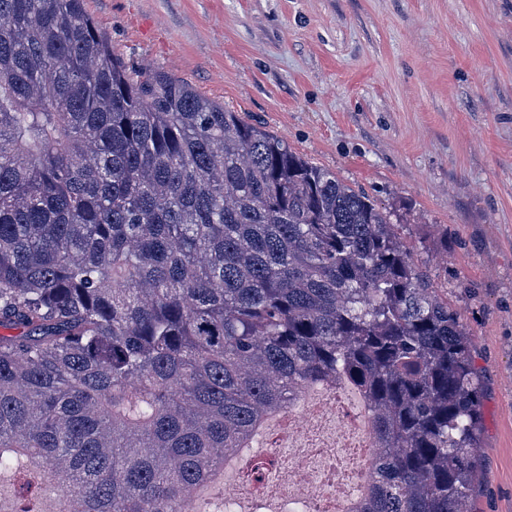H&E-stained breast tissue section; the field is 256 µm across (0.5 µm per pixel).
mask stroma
Masks as SVG:
<instances>
[{
    "label": "stroma",
    "mask_w": 512,
    "mask_h": 512,
    "mask_svg": "<svg viewBox=\"0 0 512 512\" xmlns=\"http://www.w3.org/2000/svg\"><path fill=\"white\" fill-rule=\"evenodd\" d=\"M189 81L391 212L469 334L468 512H512V0H88Z\"/></svg>",
    "instance_id": "1"
}]
</instances>
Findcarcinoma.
<instances>
[{
    "label": "carcinoma",
    "mask_w": 512,
    "mask_h": 512,
    "mask_svg": "<svg viewBox=\"0 0 512 512\" xmlns=\"http://www.w3.org/2000/svg\"><path fill=\"white\" fill-rule=\"evenodd\" d=\"M336 380L379 460L356 512H463L480 382L390 213L87 0H0V512H186Z\"/></svg>",
    "instance_id": "carcinoma-1"
}]
</instances>
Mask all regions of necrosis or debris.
Here are the masks:
<instances>
[{
  "instance_id": "necrosis-or-debris-1",
  "label": "necrosis or debris",
  "mask_w": 512,
  "mask_h": 512,
  "mask_svg": "<svg viewBox=\"0 0 512 512\" xmlns=\"http://www.w3.org/2000/svg\"><path fill=\"white\" fill-rule=\"evenodd\" d=\"M368 417L342 386L302 392L257 447L238 454L224 512H343L373 475Z\"/></svg>"
}]
</instances>
